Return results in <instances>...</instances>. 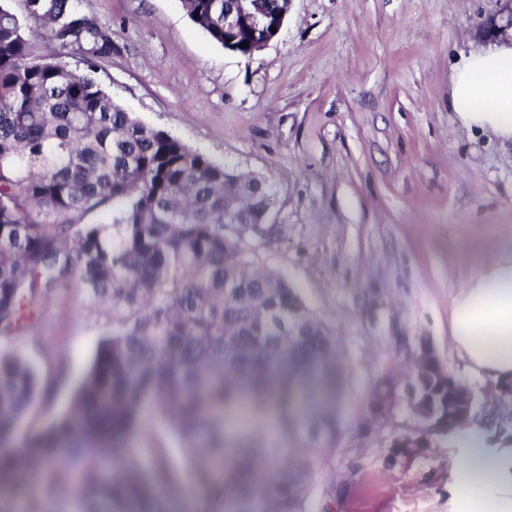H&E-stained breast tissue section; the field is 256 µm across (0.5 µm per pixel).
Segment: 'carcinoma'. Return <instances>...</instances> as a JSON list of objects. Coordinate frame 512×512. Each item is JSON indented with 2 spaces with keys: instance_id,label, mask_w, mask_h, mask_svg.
Returning a JSON list of instances; mask_svg holds the SVG:
<instances>
[{
  "instance_id": "cac0c4a2",
  "label": "carcinoma",
  "mask_w": 512,
  "mask_h": 512,
  "mask_svg": "<svg viewBox=\"0 0 512 512\" xmlns=\"http://www.w3.org/2000/svg\"><path fill=\"white\" fill-rule=\"evenodd\" d=\"M188 19L244 59V29L224 38L214 0H181ZM84 0H28L41 38L78 48L85 71L38 52L0 0V335L24 330L74 287L106 305L110 331L67 409L20 432L48 402L40 369L0 351V512H336V487L310 498L313 462L344 452L339 403L350 374L333 332L243 240L265 238L273 184L147 125L91 76L110 37ZM199 17H194V14ZM249 42V47L240 44ZM231 210L237 223H224ZM426 402L448 379L424 363ZM394 374L368 411L400 415ZM161 419L183 448H135ZM457 427L442 420L393 455Z\"/></svg>"
}]
</instances>
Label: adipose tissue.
<instances>
[{
    "label": "adipose tissue",
    "mask_w": 512,
    "mask_h": 512,
    "mask_svg": "<svg viewBox=\"0 0 512 512\" xmlns=\"http://www.w3.org/2000/svg\"><path fill=\"white\" fill-rule=\"evenodd\" d=\"M448 106L468 131L512 145V37L460 53ZM448 341L474 376L512 383V255L471 270L448 307ZM494 437L480 420L462 428L463 451L448 461L455 512H512V446H493Z\"/></svg>",
    "instance_id": "obj_1"
}]
</instances>
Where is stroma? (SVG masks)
I'll return each instance as SVG.
<instances>
[{"label": "stroma", "instance_id": "obj_1", "mask_svg": "<svg viewBox=\"0 0 512 512\" xmlns=\"http://www.w3.org/2000/svg\"><path fill=\"white\" fill-rule=\"evenodd\" d=\"M506 11L505 0H292L279 39L246 60L210 41L181 0L85 2L112 40L94 77L114 100L274 185L275 231L258 256L358 367L347 423L365 415L371 376L424 340L512 444V397L472 377L448 344L453 293L475 264L512 253V148L468 132L448 107L455 58ZM108 331L74 292L40 325L0 336V350L55 380L48 411L24 428L67 407ZM346 446L316 461L311 484L338 482L336 512H452L457 435L393 464L383 433H348Z\"/></svg>", "mask_w": 512, "mask_h": 512}]
</instances>
